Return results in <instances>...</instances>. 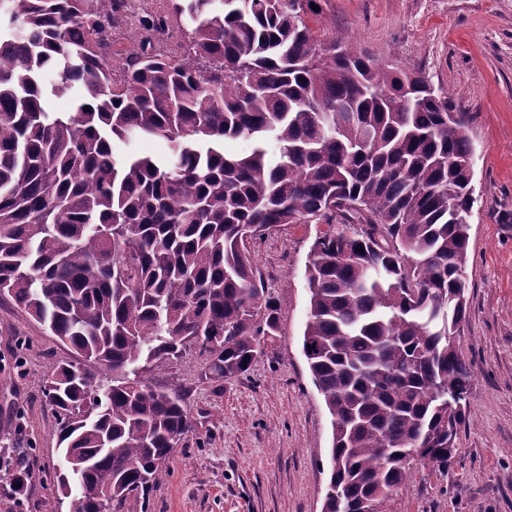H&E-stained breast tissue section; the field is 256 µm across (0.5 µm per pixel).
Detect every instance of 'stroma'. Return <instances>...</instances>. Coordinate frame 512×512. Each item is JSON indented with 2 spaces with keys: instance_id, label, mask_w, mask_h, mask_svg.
Instances as JSON below:
<instances>
[{
  "instance_id": "1",
  "label": "stroma",
  "mask_w": 512,
  "mask_h": 512,
  "mask_svg": "<svg viewBox=\"0 0 512 512\" xmlns=\"http://www.w3.org/2000/svg\"><path fill=\"white\" fill-rule=\"evenodd\" d=\"M319 38L351 36L358 53L422 72L466 114L476 155L465 277L469 305L457 345L473 370L466 423L446 471L413 464L396 512H512V0H316ZM330 224H286L247 241L278 305L279 332L242 376H214L207 354L156 363L152 384L178 394L194 428L147 495L112 512H322L331 416L302 351L306 267ZM71 352L14 300L0 296V423L34 447L23 512H70L57 489L59 426L45 385Z\"/></svg>"
}]
</instances>
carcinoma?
Returning <instances> with one entry per match:
<instances>
[{
  "instance_id": "1",
  "label": "carcinoma",
  "mask_w": 512,
  "mask_h": 512,
  "mask_svg": "<svg viewBox=\"0 0 512 512\" xmlns=\"http://www.w3.org/2000/svg\"><path fill=\"white\" fill-rule=\"evenodd\" d=\"M313 3L162 0L117 79L127 0H0V295L78 357L46 392L80 466L58 487L78 481L80 512L147 492L192 427L150 362L213 342L211 372L234 378L278 333L245 241L282 224L344 226L306 269L303 352L338 487L324 512H395L413 453L451 464L473 377L456 347L473 199L449 163L474 156L465 113L423 73L316 38ZM174 35L184 54L158 50ZM70 91L73 111L47 110ZM147 137L168 152L125 151ZM237 137L250 154L224 152ZM95 369L112 371L102 393ZM31 465L32 449L0 446V498L23 505Z\"/></svg>"
}]
</instances>
